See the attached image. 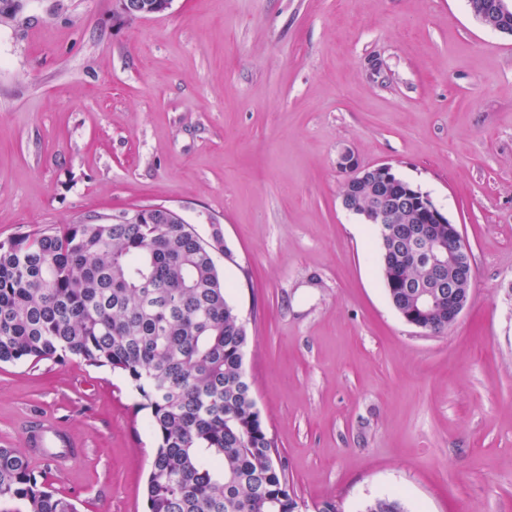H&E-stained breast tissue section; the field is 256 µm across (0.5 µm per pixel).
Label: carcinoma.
<instances>
[{
    "instance_id": "cac0c4a2",
    "label": "carcinoma",
    "mask_w": 512,
    "mask_h": 512,
    "mask_svg": "<svg viewBox=\"0 0 512 512\" xmlns=\"http://www.w3.org/2000/svg\"><path fill=\"white\" fill-rule=\"evenodd\" d=\"M386 284L422 280L380 262ZM247 330L192 225L81 219L0 242V362L74 357L123 373L156 440L146 512H296L243 381ZM0 512H77L0 448ZM364 512H408L398 497Z\"/></svg>"
}]
</instances>
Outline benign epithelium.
<instances>
[{
	"label": "benign epithelium",
	"mask_w": 512,
	"mask_h": 512,
	"mask_svg": "<svg viewBox=\"0 0 512 512\" xmlns=\"http://www.w3.org/2000/svg\"><path fill=\"white\" fill-rule=\"evenodd\" d=\"M120 11L127 17H141L151 10L163 12L168 8L166 0H156L146 4L142 0H117ZM23 0H7L0 4V23L7 25L21 11ZM491 14L498 18L512 15V0H492L482 10L475 13L479 20ZM337 165L356 176V182L343 186L341 202L345 210L355 211L357 207L358 183L368 184L372 191V203L365 213L370 224H383L388 215L396 208L410 207L418 223L407 225L400 230L405 254L414 262L422 264L437 276L448 269V281H439L434 288L420 284L405 291L410 309L401 313L409 324L427 330L435 315L448 314V326H453L471 300L473 276L469 260V244L459 227L448 220L436 207L430 197L410 183L402 184V191L395 197L384 194V190L399 181V176L389 164L362 168L355 153L349 149L340 154ZM448 225V243L436 237L435 226Z\"/></svg>",
	"instance_id": "benign-epithelium-1"
}]
</instances>
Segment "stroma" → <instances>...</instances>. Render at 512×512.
Wrapping results in <instances>:
<instances>
[{
	"label": "stroma",
	"mask_w": 512,
	"mask_h": 512,
	"mask_svg": "<svg viewBox=\"0 0 512 512\" xmlns=\"http://www.w3.org/2000/svg\"><path fill=\"white\" fill-rule=\"evenodd\" d=\"M460 225L472 301L427 334L392 307L342 149ZM147 205L204 239L298 512H512V35L467 0H25L0 26V242ZM131 384L76 358L0 364V447L78 512H145L155 440ZM157 0L154 2L153 0L145 1V2H154L153 4L143 3L142 0H117L120 11L128 18V17H142L147 13V10L151 8V13L153 12H164L168 8V1ZM37 432L32 437L33 451L45 458L50 464L61 470L77 455L76 448L64 449L67 442L58 435L50 425L36 426Z\"/></svg>",
	"instance_id": "35a3bbf8"
}]
</instances>
